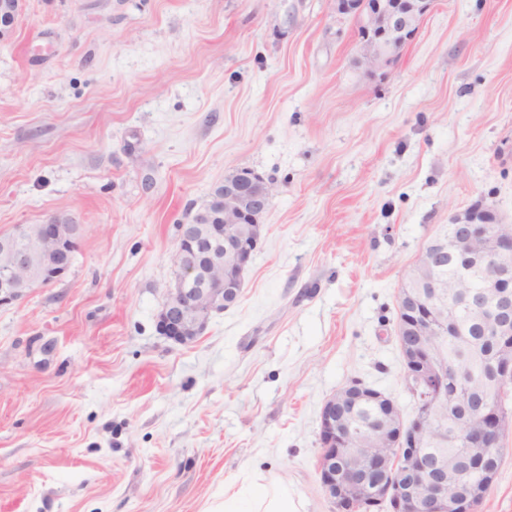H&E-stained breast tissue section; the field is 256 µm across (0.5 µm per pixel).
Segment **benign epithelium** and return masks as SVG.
Segmentation results:
<instances>
[{
  "label": "benign epithelium",
  "mask_w": 512,
  "mask_h": 512,
  "mask_svg": "<svg viewBox=\"0 0 512 512\" xmlns=\"http://www.w3.org/2000/svg\"><path fill=\"white\" fill-rule=\"evenodd\" d=\"M435 0H332L340 17L351 18L357 31L354 64L369 73L388 67L413 38ZM22 0L0 3V33L12 28ZM274 196V186L250 170L224 180V223L181 224L175 251L176 279L168 301L157 316V330L181 345L194 342L207 328L212 313L234 304L263 232L261 218ZM452 246L456 251L491 261L492 300L482 293H465L466 303L481 312L482 327L497 336L492 358L491 384L471 390V376L434 358L431 337L462 333L458 312L438 293L443 284L434 273L441 266L447 244L423 249L414 274L423 278L428 293L402 288L398 308V342L413 391L421 396L414 422L398 415L397 405L382 392L352 382L328 398L320 415V482L335 505L358 512L366 502L391 499L397 512H461L493 480L508 417L498 410V387L512 379V274L501 267V257L512 253V224L476 202L451 215ZM207 236L224 246L214 253L200 246ZM80 225L66 213L43 224H25L0 236V304H11L33 288L62 279L73 265ZM457 404L466 418L458 437L472 452L469 471L479 480L448 482L457 462L424 448L427 430L439 426V414ZM370 405L381 411L378 424L353 429L347 419ZM402 469H397L395 458Z\"/></svg>",
  "instance_id": "1"
}]
</instances>
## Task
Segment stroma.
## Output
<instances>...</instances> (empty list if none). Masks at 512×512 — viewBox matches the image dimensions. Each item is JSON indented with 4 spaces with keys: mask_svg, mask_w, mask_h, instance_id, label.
<instances>
[{
    "mask_svg": "<svg viewBox=\"0 0 512 512\" xmlns=\"http://www.w3.org/2000/svg\"><path fill=\"white\" fill-rule=\"evenodd\" d=\"M330 0H23L0 40V233L81 224L0 306V512H211L254 469L334 512L320 412L415 402L398 293L473 203L512 224V0H437L384 74ZM275 194L237 302L157 316L178 228L225 175ZM476 512H512V428Z\"/></svg>",
    "mask_w": 512,
    "mask_h": 512,
    "instance_id": "obj_1",
    "label": "stroma"
}]
</instances>
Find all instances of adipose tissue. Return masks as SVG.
Masks as SVG:
<instances>
[{"label": "adipose tissue", "instance_id": "obj_1", "mask_svg": "<svg viewBox=\"0 0 512 512\" xmlns=\"http://www.w3.org/2000/svg\"><path fill=\"white\" fill-rule=\"evenodd\" d=\"M218 512H306L288 482L272 473L250 475L242 485L224 488Z\"/></svg>", "mask_w": 512, "mask_h": 512}]
</instances>
